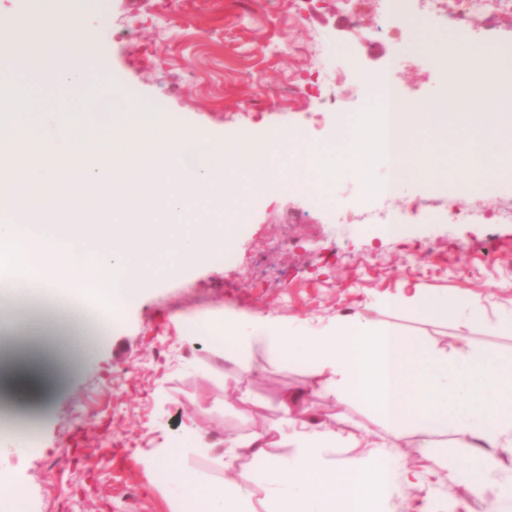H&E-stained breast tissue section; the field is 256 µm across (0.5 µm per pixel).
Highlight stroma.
<instances>
[{"instance_id": "stroma-1", "label": "stroma", "mask_w": 512, "mask_h": 512, "mask_svg": "<svg viewBox=\"0 0 512 512\" xmlns=\"http://www.w3.org/2000/svg\"><path fill=\"white\" fill-rule=\"evenodd\" d=\"M93 34V58L71 48L79 69L109 80L126 99L145 105L146 118L231 144L261 141L266 132L298 131L309 148L336 146L347 137L370 96H357L359 72L388 60L401 70L403 96L434 98L448 81L449 53H485L512 71V10L494 24L473 14L468 30L427 20L418 41L397 42L384 32L380 0H177L159 15L157 0H84ZM35 100L47 127L86 111L84 89L36 81L25 73L0 87V111ZM229 170L245 168L271 183L266 195L237 189L224 197L225 213L243 209L240 233L226 243L234 263L201 257L175 274L145 282L121 313V326L82 351L68 374L50 386L30 377L0 419V478L24 486L29 512H180L162 474L139 459L166 436L191 430L197 439L178 448L172 466L231 482L253 479L238 496L241 512H269L266 465L295 454L283 438L269 441L260 467L250 449L224 466L223 440L259 435L282 417L287 393L305 391L324 426L347 428L379 443L397 441L398 464L430 483L429 512H480L464 487L432 473L419 448L416 425L392 431L356 398L338 408L335 397L311 390L313 368L295 357H272L265 347L220 346L194 338L191 322L203 311L246 313L275 320L284 330L319 328L356 314L385 322L429 349L456 357L490 352L512 360V176L491 191L459 194L463 169L441 168L432 183L410 167L389 178L390 195L366 198L359 224L337 218L358 212L364 187L354 178L332 188L324 209L302 193L282 195L281 177L317 182L299 161L243 159L230 154ZM439 199L443 209L467 214L463 223L408 220L399 237L385 234L382 218L401 216ZM430 297L461 298L456 310L433 316L384 307L401 288ZM34 419L40 447L24 456L13 438Z\"/></svg>"}]
</instances>
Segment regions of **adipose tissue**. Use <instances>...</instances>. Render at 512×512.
Listing matches in <instances>:
<instances>
[{
  "label": "adipose tissue",
  "mask_w": 512,
  "mask_h": 512,
  "mask_svg": "<svg viewBox=\"0 0 512 512\" xmlns=\"http://www.w3.org/2000/svg\"><path fill=\"white\" fill-rule=\"evenodd\" d=\"M14 25L19 31L40 26L46 36L35 50L16 39L0 49L8 62L0 69V81L11 79L17 69L55 83L83 80V72L69 63L73 41L92 43L83 0H70L65 14L38 22L20 15ZM464 67L466 76H452L446 90L468 87L465 111L445 116L438 98L420 103L418 111L393 113V142L370 138L363 119L328 151L308 150L298 133L279 129L271 132L270 143L252 144L251 152L262 155L271 144L282 158L304 159L317 169L324 191L341 178L366 176L377 165L397 175L409 162L428 182L449 162L476 176L489 169L510 171L512 151L502 143L512 140V95L502 88L512 80H481V72L496 67L488 56H469ZM446 121L453 127L448 147L432 136ZM10 125L13 138H0V282L55 288L65 279L93 290L99 308L114 317L157 273L142 260V252L175 254L183 267L222 250L239 232L238 225L222 221L224 193L233 187L224 169L229 144L134 124L118 139L111 138L107 126L79 122L50 134L39 113L26 109L13 111ZM32 147L39 163L24 159ZM200 208L215 216V223L192 224ZM131 210L140 213V224L124 223ZM116 237L124 240L123 250L114 249ZM8 304L11 317L0 325L1 373L52 376L64 367V351L85 347L90 325L77 324L62 335L51 305L24 293L13 294ZM195 328L209 340L245 341L275 356L306 359L322 393L364 400L397 431L416 422L422 447H430L434 436L452 433L473 454L448 477L463 480L472 493L485 490L490 450L512 454V361L491 355L451 359L391 325L358 315L293 333L263 317L216 313L197 320ZM281 410L296 454L291 462L268 466L274 512H388L389 490L414 482L413 473L398 469L399 452L391 444L380 445L365 463L325 467L321 449L357 447L354 434L315 425L307 408L293 399L284 400ZM284 470L289 473L285 481L280 478ZM169 477L176 498L189 502L188 512H238L233 485L174 471Z\"/></svg>",
  "instance_id": "obj_1"
}]
</instances>
